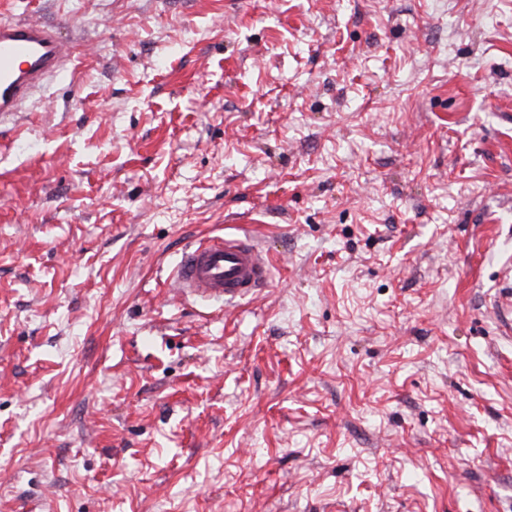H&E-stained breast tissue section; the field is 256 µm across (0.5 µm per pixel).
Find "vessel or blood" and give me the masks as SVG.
Listing matches in <instances>:
<instances>
[{
  "mask_svg": "<svg viewBox=\"0 0 512 512\" xmlns=\"http://www.w3.org/2000/svg\"><path fill=\"white\" fill-rule=\"evenodd\" d=\"M69 51L54 26L0 22V122L11 120L47 79L67 70ZM270 260L249 238L212 237L191 245L172 274L182 296L199 303H230L266 285Z\"/></svg>",
  "mask_w": 512,
  "mask_h": 512,
  "instance_id": "obj_1",
  "label": "vessel or blood"
}]
</instances>
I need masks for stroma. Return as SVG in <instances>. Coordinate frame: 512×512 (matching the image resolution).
Listing matches in <instances>:
<instances>
[{
	"label": "stroma",
	"instance_id": "obj_1",
	"mask_svg": "<svg viewBox=\"0 0 512 512\" xmlns=\"http://www.w3.org/2000/svg\"><path fill=\"white\" fill-rule=\"evenodd\" d=\"M0 512H512V0H0ZM248 236L256 295L174 292ZM69 51L52 25L0 22V123L44 82L67 71ZM268 253L244 237L205 238L191 245L172 274L182 296L203 305L230 303L252 296L270 275Z\"/></svg>",
	"mask_w": 512,
	"mask_h": 512
}]
</instances>
